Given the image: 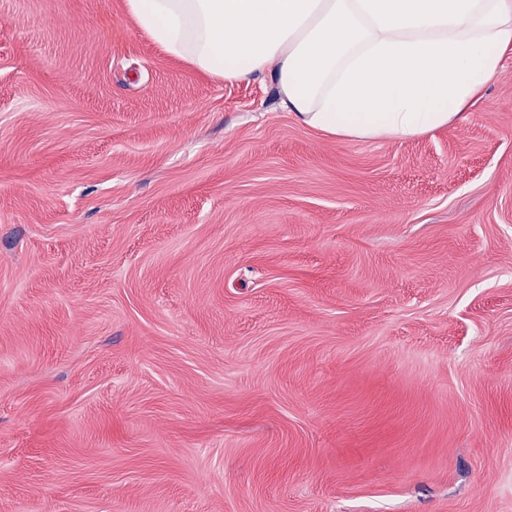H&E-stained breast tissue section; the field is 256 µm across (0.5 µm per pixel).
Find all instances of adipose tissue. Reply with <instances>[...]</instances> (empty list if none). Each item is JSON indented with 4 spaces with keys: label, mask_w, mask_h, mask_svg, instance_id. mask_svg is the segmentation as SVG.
I'll list each match as a JSON object with an SVG mask.
<instances>
[{
    "label": "adipose tissue",
    "mask_w": 512,
    "mask_h": 512,
    "mask_svg": "<svg viewBox=\"0 0 512 512\" xmlns=\"http://www.w3.org/2000/svg\"><path fill=\"white\" fill-rule=\"evenodd\" d=\"M165 54L227 83L269 75L334 138L400 141L464 120L512 54V0H126Z\"/></svg>",
    "instance_id": "obj_1"
}]
</instances>
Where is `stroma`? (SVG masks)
<instances>
[{"label": "stroma", "mask_w": 512, "mask_h": 512, "mask_svg": "<svg viewBox=\"0 0 512 512\" xmlns=\"http://www.w3.org/2000/svg\"><path fill=\"white\" fill-rule=\"evenodd\" d=\"M0 512H512V56L341 140L0 0Z\"/></svg>", "instance_id": "obj_1"}]
</instances>
